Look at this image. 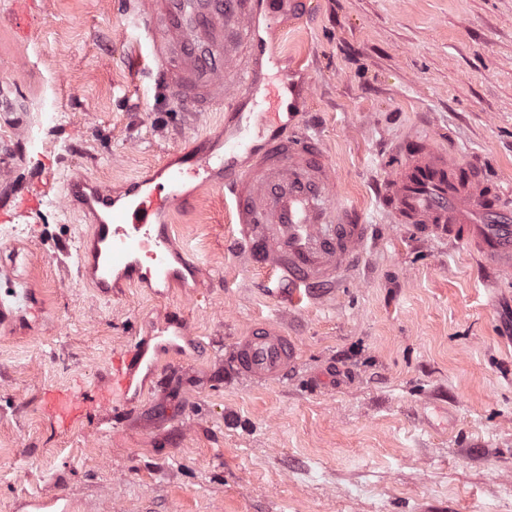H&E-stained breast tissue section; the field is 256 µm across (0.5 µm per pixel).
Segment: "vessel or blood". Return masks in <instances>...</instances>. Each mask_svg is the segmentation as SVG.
<instances>
[{"label": "vessel or blood", "mask_w": 512, "mask_h": 512, "mask_svg": "<svg viewBox=\"0 0 512 512\" xmlns=\"http://www.w3.org/2000/svg\"><path fill=\"white\" fill-rule=\"evenodd\" d=\"M124 10L136 43L157 63V86L194 112L238 116L243 103H254L256 120L225 131L222 151L193 150L180 167L163 165L131 180L125 205L105 188L89 194L82 184L70 185L67 202L96 217V260L92 268L78 267V274L103 289L114 278L131 284L150 278L171 239L165 215L193 205L178 186L193 181L207 187L220 174L233 203L237 251L287 285L289 301L320 300L349 279L364 257L369 225L338 188L320 144L290 133L286 121L269 119L257 104L265 90L262 31L276 20L270 0H124ZM242 150L254 161L240 171L235 164ZM394 152L398 162L382 190L393 222L467 244L499 278L512 279V194L430 135L410 134ZM148 350L140 340L130 345L99 393L101 405L127 402ZM297 359L296 341L274 322L253 325L234 344L238 373L254 383L282 379ZM82 403L81 392L68 389L49 394L45 407L66 424Z\"/></svg>", "instance_id": "vessel-or-blood-1"}]
</instances>
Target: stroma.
<instances>
[{
    "label": "stroma",
    "instance_id": "stroma-1",
    "mask_svg": "<svg viewBox=\"0 0 512 512\" xmlns=\"http://www.w3.org/2000/svg\"><path fill=\"white\" fill-rule=\"evenodd\" d=\"M14 2L0 0V512H512V281L378 199L391 147L425 121L512 186V0H278L266 78L312 88L291 124L319 136L378 231L317 305L278 296L234 251L230 198L189 182L196 204L169 223L196 284L79 279L68 253L94 218L63 205L70 180L121 193L221 134L225 114L155 87L119 0H28L23 46ZM17 184L49 205L21 204ZM177 317L193 346L160 351L129 403L99 408L113 357ZM269 318L299 360L256 384L233 345ZM76 385L87 410L63 430L43 394Z\"/></svg>",
    "mask_w": 512,
    "mask_h": 512
}]
</instances>
